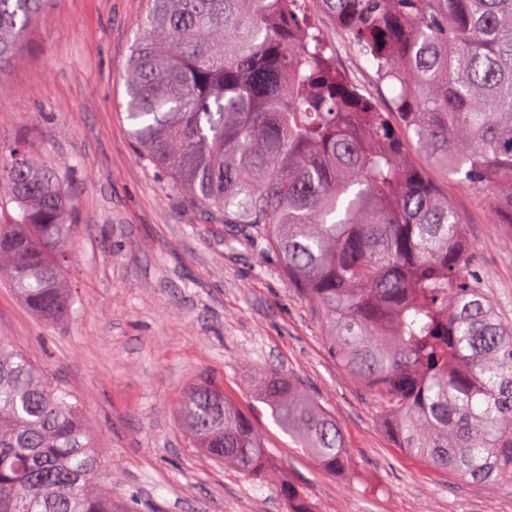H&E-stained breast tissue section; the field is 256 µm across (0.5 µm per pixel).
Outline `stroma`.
<instances>
[{"mask_svg": "<svg viewBox=\"0 0 512 512\" xmlns=\"http://www.w3.org/2000/svg\"><path fill=\"white\" fill-rule=\"evenodd\" d=\"M148 0H48L19 59L0 64V144L18 140L64 177L77 224L72 314L48 324L0 280V336L77 400L138 512H283L292 483L312 512H512V490L470 484L406 453L372 392L329 350L322 318L243 225L216 224L134 143L125 73ZM307 9L356 84L375 68ZM462 215L470 266L512 320V243L484 191L436 176ZM284 375L336 417L353 463L331 472L295 448L258 393ZM212 382L251 419L267 472L247 477L191 446L177 410Z\"/></svg>", "mask_w": 512, "mask_h": 512, "instance_id": "35a3bbf8", "label": "stroma"}]
</instances>
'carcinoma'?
<instances>
[{"label": "carcinoma", "mask_w": 512, "mask_h": 512, "mask_svg": "<svg viewBox=\"0 0 512 512\" xmlns=\"http://www.w3.org/2000/svg\"><path fill=\"white\" fill-rule=\"evenodd\" d=\"M47 0H0V62ZM278 0H151L125 75L126 114L156 170L207 213L276 253L324 322L329 348L375 392L404 451L474 484L512 487V321L467 269L465 225L413 166L492 190L512 214V0H321L376 79L385 110L327 57L305 10ZM0 278L42 320L74 304L75 224L59 172L0 147ZM260 400L330 471L351 453L334 416L279 374ZM0 336V512H136L112 494L77 402ZM192 442L247 476L262 437L224 392L192 387ZM287 512H310L283 484Z\"/></svg>", "instance_id": "carcinoma-1"}]
</instances>
